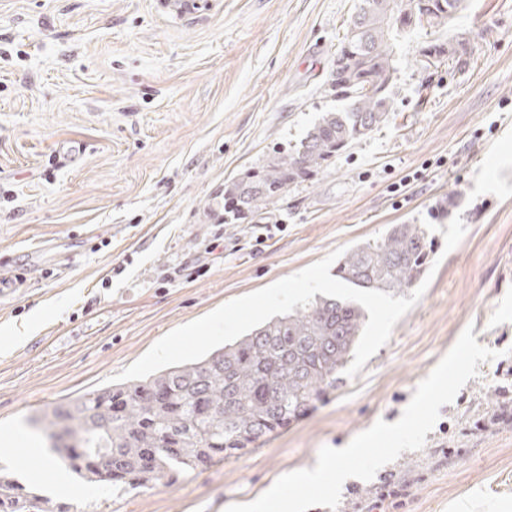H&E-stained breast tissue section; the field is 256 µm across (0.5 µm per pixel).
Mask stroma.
I'll return each mask as SVG.
<instances>
[{
    "instance_id": "obj_1",
    "label": "stroma",
    "mask_w": 512,
    "mask_h": 512,
    "mask_svg": "<svg viewBox=\"0 0 512 512\" xmlns=\"http://www.w3.org/2000/svg\"><path fill=\"white\" fill-rule=\"evenodd\" d=\"M0 0V470L54 496L42 432L173 329L394 224L429 222L437 268L389 341L300 419L174 486L111 492L74 480V512H225L314 467L376 421L396 422L465 329L499 351L440 409L423 449L365 482L412 495L394 512H512V0H464L444 28L394 42L389 121L274 208L228 224L225 182L293 146L338 103L328 85L356 0ZM461 35L465 64L416 66ZM466 232L445 250L443 227ZM270 234L263 245L255 238ZM56 461L31 480L29 449Z\"/></svg>"
}]
</instances>
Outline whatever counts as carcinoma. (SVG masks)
I'll return each instance as SVG.
<instances>
[{
  "label": "carcinoma",
  "mask_w": 512,
  "mask_h": 512,
  "mask_svg": "<svg viewBox=\"0 0 512 512\" xmlns=\"http://www.w3.org/2000/svg\"><path fill=\"white\" fill-rule=\"evenodd\" d=\"M360 0L329 76L342 108L323 113L290 149L256 171L224 184L235 207L224 219L247 220L276 206L288 186L318 175L353 142L386 124V91L395 72L392 31L445 25L463 0ZM447 55L464 62L469 43H431L417 60L428 70ZM427 231L393 224L385 236L348 251L336 276L357 288L400 293L425 273ZM368 320L353 301L316 296L306 307L274 317L203 359L146 379L84 394L55 409L50 448L69 472L114 491L170 486L184 471L228 457L303 416L342 383ZM64 448H83L76 456ZM112 458V476L93 457ZM72 504L35 493L0 473V512H71Z\"/></svg>",
  "instance_id": "1"
}]
</instances>
